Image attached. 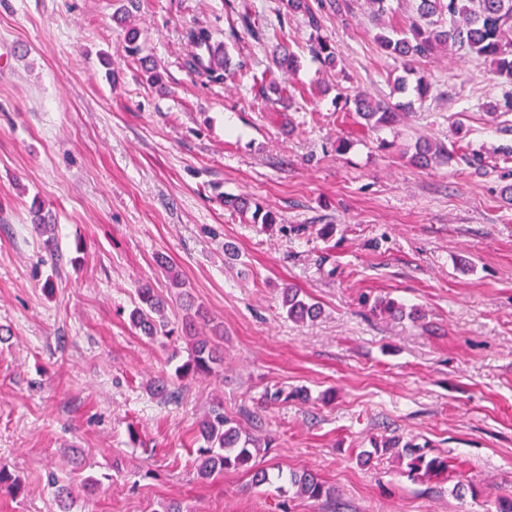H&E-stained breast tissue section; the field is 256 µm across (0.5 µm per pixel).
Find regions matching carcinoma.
I'll return each mask as SVG.
<instances>
[{
  "label": "carcinoma",
  "instance_id": "obj_1",
  "mask_svg": "<svg viewBox=\"0 0 512 512\" xmlns=\"http://www.w3.org/2000/svg\"><path fill=\"white\" fill-rule=\"evenodd\" d=\"M415 17L404 27H382L375 40L380 48L394 61L403 66V74L394 80V90L406 96L402 101L392 102L376 99L364 93H356L345 98V103L353 105V117L358 124L368 129L377 130L397 124L401 115L412 109L413 100L424 98L431 89L430 77L420 75L411 67L416 59L428 58L439 51L454 48L456 51L471 55L491 65L495 73L512 83V0H414ZM291 12H304L309 24L317 28L319 17L313 12L309 0H285ZM136 8L135 0H127V6L119 9L113 20L124 29V51L131 57H139L145 66L144 73L153 84H161V76L156 66H147L148 58L140 56V32L130 24L132 13ZM187 39L204 53L196 57V67L211 78L231 72L228 62L210 52L211 34L204 27H192L187 31ZM311 53L317 59L333 66L336 53L331 44L319 39L311 46ZM453 154L441 143L428 139H419L413 145L409 163L427 168L434 164L448 163ZM224 206L245 216L251 215V221L261 223L266 228L278 225L277 215L260 206H251L245 198L224 197ZM43 207L37 200L31 206V223L36 231L47 232L48 218L42 214ZM137 301L130 312L132 325L140 332L154 339L158 336L169 338L175 330L165 315V302L155 294L154 289L142 285L136 289ZM185 311L181 331L188 341V356L175 369V378L184 380L197 376H211L219 372L224 362V329L220 325L210 328L211 335L201 336L197 332V323H208L207 313L194 302L188 293L180 294ZM282 305L286 308L288 319L304 323L318 316L321 308L316 303H309L299 298V290L286 287L282 291ZM373 311L392 320L419 318L417 310L406 307L390 298H377L372 304ZM203 445L197 449L198 475L203 480H211L224 474L228 469H240L249 466L253 452L259 449L257 440L242 435L233 420L224 416V409L212 410L199 425ZM374 450L384 451L401 448L397 457L406 461L408 476L414 480H437L451 469L446 458L427 457L420 446L398 439H388L378 443L372 439ZM288 482L295 488V493L312 500L332 498L334 489L327 486L314 473L304 471L292 473ZM21 490L20 480L14 477L6 467L0 465V493L16 495Z\"/></svg>",
  "mask_w": 512,
  "mask_h": 512
}]
</instances>
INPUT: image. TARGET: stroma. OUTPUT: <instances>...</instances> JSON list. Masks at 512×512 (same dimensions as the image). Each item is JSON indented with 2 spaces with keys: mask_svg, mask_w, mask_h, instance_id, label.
<instances>
[{
  "mask_svg": "<svg viewBox=\"0 0 512 512\" xmlns=\"http://www.w3.org/2000/svg\"><path fill=\"white\" fill-rule=\"evenodd\" d=\"M122 0H0V464L19 475L0 512H495L512 494V112L486 103L512 91L483 60L442 51L415 61L435 80L399 124L368 131L338 98L394 94L380 26H403L411 0L373 18L367 0L319 27L282 0H139L132 22L162 75L148 82L112 19ZM277 42L233 39L239 14ZM207 27L236 76L195 71L185 37ZM327 39L337 63L315 59ZM300 65L261 77L276 45ZM425 136L454 149L419 168L405 151ZM279 217L262 230L224 195ZM40 197L54 219L34 231ZM172 266L224 327L219 374L152 385L187 357L182 339H150L128 313L151 284L180 326ZM53 290H46L45 280ZM292 285L321 307L288 319ZM387 296L418 321L373 314ZM303 396L270 402L265 393ZM223 408L266 443L252 465L308 470L330 501L253 486L248 471L198 477L199 422ZM401 437L447 456L437 487L408 478L371 438ZM110 474L99 490L86 481Z\"/></svg>",
  "mask_w": 512,
  "mask_h": 512,
  "instance_id": "stroma-1",
  "label": "stroma"
}]
</instances>
